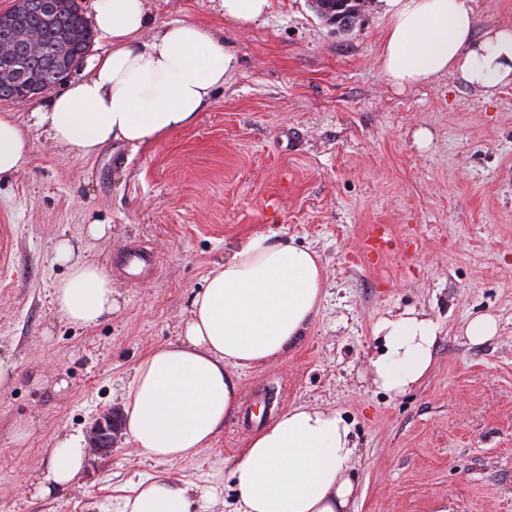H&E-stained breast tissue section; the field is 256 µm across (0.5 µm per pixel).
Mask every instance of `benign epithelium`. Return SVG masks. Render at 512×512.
<instances>
[{
    "label": "benign epithelium",
    "instance_id": "1",
    "mask_svg": "<svg viewBox=\"0 0 512 512\" xmlns=\"http://www.w3.org/2000/svg\"><path fill=\"white\" fill-rule=\"evenodd\" d=\"M69 0H18L15 8L0 12V57L12 61L8 78L0 82V101H23L60 84L77 67L74 55L58 53L42 46L40 31L28 24L30 13L62 16ZM368 0L362 10L343 7L320 10L322 21L338 34L355 28L365 17ZM117 418L110 410L99 414L89 432V452L103 455L112 448L117 433Z\"/></svg>",
    "mask_w": 512,
    "mask_h": 512
}]
</instances>
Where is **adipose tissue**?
I'll list each match as a JSON object with an SVG mask.
<instances>
[{
    "mask_svg": "<svg viewBox=\"0 0 512 512\" xmlns=\"http://www.w3.org/2000/svg\"><path fill=\"white\" fill-rule=\"evenodd\" d=\"M472 0H384L388 26L381 70L399 89L453 76L493 97L512 86V27H475ZM94 26L109 43L86 75L36 106L26 120L0 113V179L28 162L37 129L79 157L115 141L156 142L192 124L236 65L211 31L173 21L152 27L144 0H93ZM55 259L67 268L51 304L68 323L92 327L116 306L112 276L69 240ZM325 271L310 247L258 233L236 243L194 291L177 341L150 349L124 396V429L140 455L156 462L197 457L240 409L237 373L285 357L318 312ZM439 333L425 313L380 318L382 349L369 360L378 389L400 395L430 372ZM83 432L56 438L50 460L25 486L47 498L82 471ZM357 452L350 423L333 408L298 405L255 432L231 478L237 512H356L347 475ZM118 512H192L190 487L166 474L122 487Z\"/></svg>",
    "mask_w": 512,
    "mask_h": 512,
    "instance_id": "adipose-tissue-1",
    "label": "adipose tissue"
}]
</instances>
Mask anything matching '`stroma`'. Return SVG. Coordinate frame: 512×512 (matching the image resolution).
<instances>
[{
    "label": "stroma",
    "instance_id": "1",
    "mask_svg": "<svg viewBox=\"0 0 512 512\" xmlns=\"http://www.w3.org/2000/svg\"><path fill=\"white\" fill-rule=\"evenodd\" d=\"M145 5L155 25L207 26L237 64L193 124L152 145L78 158L34 129L26 167L0 181V360L13 372L0 389V512H118L113 488L157 472L193 483L205 512H236L230 473L247 439L301 404L352 425L356 512H512V86L491 98L452 76L394 88L381 0L341 35L310 0H271L245 29L218 0ZM92 224L107 236L90 237ZM373 224L400 240L377 266L363 254ZM269 231L316 249L323 300L285 357L241 373V408L212 448L158 463L122 439L56 497L26 494L56 436L123 412L136 361L179 336L225 245ZM62 239L112 272L117 306L96 327L51 306ZM135 245L153 264L137 283L115 267ZM408 309L439 324L435 360L392 396L368 369L382 346L372 330ZM485 313L497 332L472 343L467 324Z\"/></svg>",
    "mask_w": 512,
    "mask_h": 512
}]
</instances>
